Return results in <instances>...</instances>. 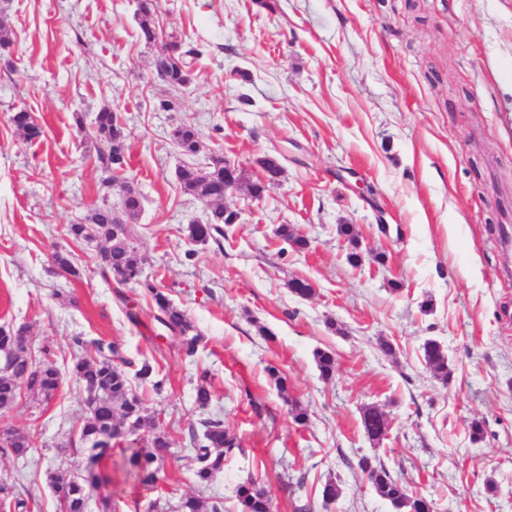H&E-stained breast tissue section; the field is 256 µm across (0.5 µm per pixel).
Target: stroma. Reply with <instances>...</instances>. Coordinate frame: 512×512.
<instances>
[{
    "label": "stroma",
    "mask_w": 512,
    "mask_h": 512,
    "mask_svg": "<svg viewBox=\"0 0 512 512\" xmlns=\"http://www.w3.org/2000/svg\"><path fill=\"white\" fill-rule=\"evenodd\" d=\"M156 2V26L201 51L179 92L156 75L160 46L139 36L138 0L7 3L0 326H26L31 356L49 354L64 379L51 400L24 392L0 413V426L34 446L24 458L0 456V485L31 512H59L47 474L80 471L76 439L88 415L69 371L102 339L156 359L166 378L162 393L144 392L151 423L127 445L147 447L162 432L184 451L154 489L113 472L117 512L186 494L223 498L235 512L249 478L275 512H393L359 469L364 455L434 499L436 512H512V0ZM164 99L173 110L160 109ZM108 107L121 110L126 174L142 195L144 274L201 332L195 357L159 338L153 303L133 285L124 293L139 320L130 322L100 274L101 244L67 234L106 197L98 142L77 125ZM22 108L37 116L41 138L16 133L10 118ZM180 126L198 132L195 163L220 153L250 180L261 175L259 157L280 155L283 173L261 198L242 187L227 194L241 219L216 241L187 236L212 205L178 181ZM284 224L305 248L279 235ZM340 224L354 227L359 265L347 261L353 247ZM58 251L80 279L54 267ZM295 279L313 294H294ZM429 339L448 355L449 384L425 366ZM318 348L336 354L331 380L319 375ZM203 381L213 393L206 412L195 405ZM291 400L307 424L294 422ZM369 406L388 419L375 441L361 427ZM209 412L223 415L240 450L201 488L185 449ZM475 418L485 422L477 443ZM330 480L341 495L327 505Z\"/></svg>",
    "instance_id": "1"
}]
</instances>
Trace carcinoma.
Returning a JSON list of instances; mask_svg holds the SVG:
<instances>
[{"label":"carcinoma","instance_id":"cac0c4a2","mask_svg":"<svg viewBox=\"0 0 512 512\" xmlns=\"http://www.w3.org/2000/svg\"><path fill=\"white\" fill-rule=\"evenodd\" d=\"M154 10L155 0H141L140 37L148 44L157 42L159 38L153 21ZM199 55L198 49L186 47L182 41L171 36L155 61L156 72L169 86L181 90L190 83L192 63ZM11 122L30 141L42 136L41 126L26 109L14 113ZM95 137L103 142V148L98 150V167L108 174L102 183L107 187L120 185L123 216L114 213L112 203L105 196L85 219L68 225L67 232L77 241L103 242V274L113 277L117 284L126 286L136 283L135 276L141 266L136 254L135 229L132 224L139 215L142 203L138 193L124 178L127 135L118 113L110 108L97 112ZM173 140L185 156L191 157L200 151L199 137L188 126L178 128ZM258 164L270 182L276 180L283 170L278 159L273 156L260 159ZM178 180L188 194L215 204L207 223L188 225L189 239L204 243L215 233L223 234L221 224L224 223V204L221 203V195L224 187V156H211L208 172L204 175L191 165L184 166ZM336 231L352 246V251L347 255L348 262L353 266L359 265L361 256L353 235V225L339 224ZM143 288L154 302L153 319L157 325L179 339L185 356H195L203 337L185 311L156 285L146 281ZM26 340V327H0V354L17 351L9 360L10 371L0 374L1 411L15 403L20 381L26 383L27 391L45 400L51 399L62 383V375L49 356H44L38 363L29 359L24 348ZM91 344L98 357H80L71 368L72 377L86 393V403L91 405L89 417L79 437L80 445L87 452V465L82 473L55 472L48 476V484L58 503H67L68 512H85L93 489L112 486V473L109 470L112 445H118L126 438L129 422H135L139 428L149 422L143 407V397L134 386L149 388L159 394L166 383L156 361L148 357L129 359L114 342L106 343L96 339ZM313 358L320 377L324 380L332 379L336 373L335 356L329 351L317 349L313 352ZM423 359L433 377L448 384L453 369L438 341L429 339L424 343ZM361 424L371 440L380 439L387 430L386 416L376 407L363 411ZM200 425L199 431L191 429L190 443L195 465L193 476L202 485L209 483L214 475L224 470V460L236 453L238 445L236 439L224 428V418L208 417ZM31 451L28 436L13 429L4 431L3 443L0 444L1 455L19 459ZM177 454L178 451L172 448L167 438L157 435L152 440V447L129 449V453L123 456V469L127 478L143 485H153L159 480L165 459ZM358 467L367 476L376 494L389 502L394 512H434L432 500L411 492L391 476L381 461L363 456L358 460ZM236 497L237 512H273L268 492L252 479L238 486ZM176 512H224V499L205 500L187 495L177 502Z\"/></svg>","mask_w":512,"mask_h":512}]
</instances>
